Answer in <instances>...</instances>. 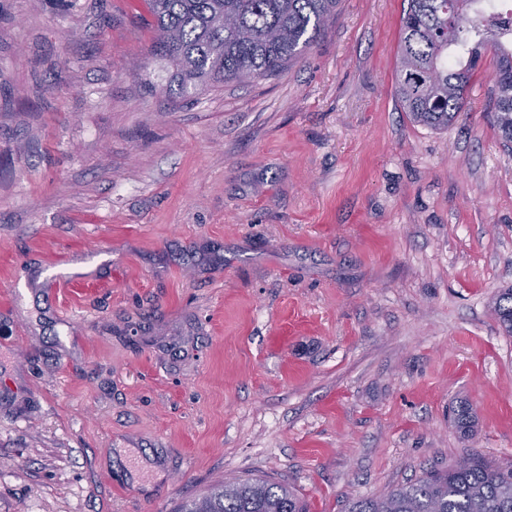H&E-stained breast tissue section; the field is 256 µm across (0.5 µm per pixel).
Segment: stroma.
<instances>
[{
    "label": "stroma",
    "mask_w": 512,
    "mask_h": 512,
    "mask_svg": "<svg viewBox=\"0 0 512 512\" xmlns=\"http://www.w3.org/2000/svg\"><path fill=\"white\" fill-rule=\"evenodd\" d=\"M406 7L341 0L277 76L188 99L145 0H0V512H177L227 475L343 512L512 461L494 64L414 124ZM496 318L508 336H512V286L499 288L492 299Z\"/></svg>",
    "instance_id": "stroma-1"
}]
</instances>
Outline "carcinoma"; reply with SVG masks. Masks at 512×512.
<instances>
[{
	"label": "carcinoma",
	"instance_id": "obj_1",
	"mask_svg": "<svg viewBox=\"0 0 512 512\" xmlns=\"http://www.w3.org/2000/svg\"><path fill=\"white\" fill-rule=\"evenodd\" d=\"M154 22L150 53L163 63L167 90L179 95L224 82L276 76L299 59L336 20L338 0H146ZM489 0H407L395 69L398 101L410 120L448 128L464 109L465 92L482 56L496 62L491 105L503 144L512 148V43L486 26ZM496 318L512 336V286L492 299ZM455 425L473 432L470 409ZM183 512H307L283 484L264 478L217 484ZM347 512H512V464L477 454L446 469L359 497Z\"/></svg>",
	"mask_w": 512,
	"mask_h": 512
}]
</instances>
